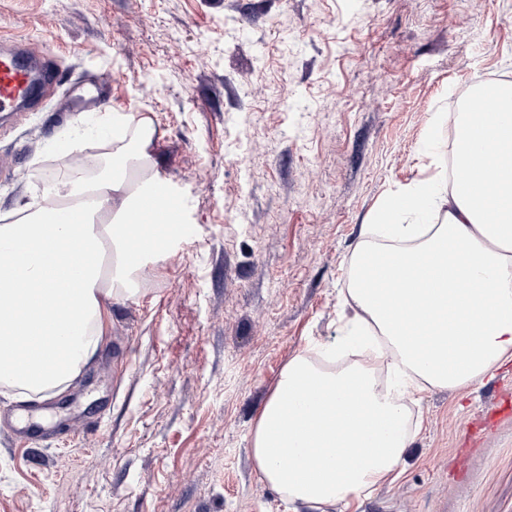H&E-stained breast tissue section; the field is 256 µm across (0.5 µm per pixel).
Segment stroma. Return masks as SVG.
<instances>
[{"label":"stroma","instance_id":"stroma-1","mask_svg":"<svg viewBox=\"0 0 512 512\" xmlns=\"http://www.w3.org/2000/svg\"><path fill=\"white\" fill-rule=\"evenodd\" d=\"M26 38L55 83L0 124V214L58 181L56 141L131 112L154 119L193 234L46 400L76 430L0 434V512H308L258 476L256 419L288 361L336 338L361 226L447 170L434 114L512 79V0H0V42ZM508 396L512 361L421 393L399 477L345 512H512Z\"/></svg>","mask_w":512,"mask_h":512}]
</instances>
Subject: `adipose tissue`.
Instances as JSON below:
<instances>
[{
    "label": "adipose tissue",
    "mask_w": 512,
    "mask_h": 512,
    "mask_svg": "<svg viewBox=\"0 0 512 512\" xmlns=\"http://www.w3.org/2000/svg\"><path fill=\"white\" fill-rule=\"evenodd\" d=\"M494 101L496 111L458 114L453 181L409 187L362 225L336 340L291 358L266 401L252 458L288 502L323 512L366 497L416 436L417 394L467 389L512 361V81ZM156 135L150 117L113 115L98 132L110 152L97 177L50 190L74 205L25 206L0 224L1 394L30 401L67 387L98 353L111 303L137 296L159 246L131 256L129 222L164 214L141 205ZM439 205L445 222L422 223ZM66 279L71 312L58 318Z\"/></svg>",
    "instance_id": "adipose-tissue-1"
}]
</instances>
